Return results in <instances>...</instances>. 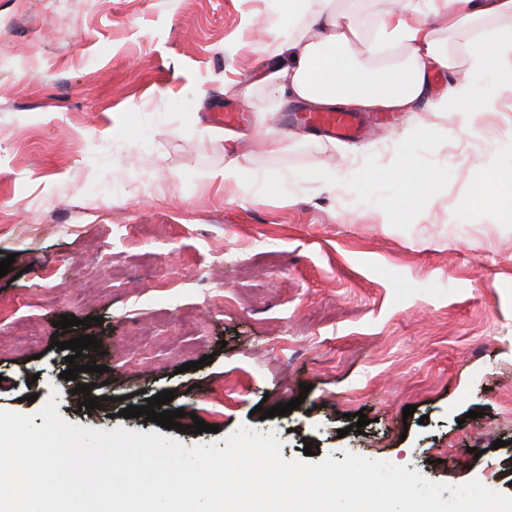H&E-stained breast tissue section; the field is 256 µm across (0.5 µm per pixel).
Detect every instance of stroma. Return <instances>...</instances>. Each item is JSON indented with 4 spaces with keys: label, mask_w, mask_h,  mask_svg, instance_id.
<instances>
[{
    "label": "stroma",
    "mask_w": 512,
    "mask_h": 512,
    "mask_svg": "<svg viewBox=\"0 0 512 512\" xmlns=\"http://www.w3.org/2000/svg\"><path fill=\"white\" fill-rule=\"evenodd\" d=\"M276 8L0 0V260L15 257L0 277V409L40 426L52 398L69 423L187 447L245 425L287 460L312 443L318 462L418 471L446 500L473 479L512 496V223L471 192L512 166V88L476 76L468 134L430 112L393 113L356 141L284 128L292 105L229 90L259 75L256 31ZM228 108L240 124L210 121ZM270 132L288 152L264 150ZM232 158L238 182L215 179ZM395 159L434 174L437 197L390 209ZM70 314L80 325L57 328ZM28 321L42 334L24 344ZM87 334L101 347L79 362L105 373L63 379L59 342ZM80 384L101 408L79 409ZM164 390L180 429L122 417ZM295 398L290 414L253 413ZM197 418L213 432L195 433Z\"/></svg>",
    "instance_id": "stroma-1"
}]
</instances>
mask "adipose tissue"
Masks as SVG:
<instances>
[{
    "label": "adipose tissue",
    "instance_id": "1",
    "mask_svg": "<svg viewBox=\"0 0 512 512\" xmlns=\"http://www.w3.org/2000/svg\"><path fill=\"white\" fill-rule=\"evenodd\" d=\"M266 60L258 80L270 109L299 103L336 110L463 115L475 107L472 77L512 75V0H401L374 34L357 20L355 0H289L287 15L259 29ZM448 75L432 94L433 73Z\"/></svg>",
    "mask_w": 512,
    "mask_h": 512
}]
</instances>
